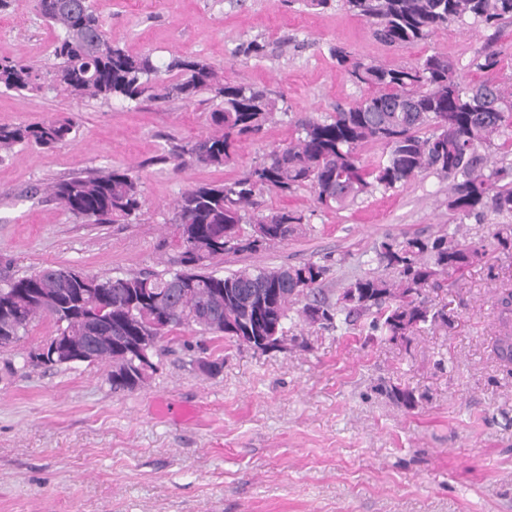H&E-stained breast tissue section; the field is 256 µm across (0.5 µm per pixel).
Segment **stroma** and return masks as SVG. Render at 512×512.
I'll return each instance as SVG.
<instances>
[{
	"label": "stroma",
	"mask_w": 512,
	"mask_h": 512,
	"mask_svg": "<svg viewBox=\"0 0 512 512\" xmlns=\"http://www.w3.org/2000/svg\"><path fill=\"white\" fill-rule=\"evenodd\" d=\"M109 40L133 55L198 57L224 80L271 90L287 117L261 139L239 143L235 163L208 167L170 150L208 135L211 105L104 102L44 85L0 89V125L69 119L71 141L52 149L17 146L0 159V281L44 265L101 277L161 272L178 253L174 202L194 185L240 178L266 153L288 144L298 120L326 116L359 100L364 88L328 53L389 65L433 53L468 80L488 32L473 20L398 49L334 0L323 12L288 0H93ZM56 32L36 0L0 11V58H20L49 75ZM264 44L263 56L239 51ZM142 183L143 207L129 221L97 224L67 212L46 188L114 167ZM448 185L423 174L399 191H375L339 210L317 207L310 188L259 197L263 212L304 217L288 241L214 259L225 273L244 266L295 265L331 257L325 281L337 297L351 280L377 271L374 246L385 236L455 231L489 246L463 274L428 285L425 296L447 322L424 325L410 344L370 340L337 320L324 329L290 316L295 341L261 354L232 344L212 375L183 349L165 353L134 392L113 391L104 365L27 366L29 351L55 332L35 322L0 349V512H512V375L494 354L497 297L512 290V250L494 249L491 221H456ZM413 389L401 408L390 386Z\"/></svg>",
	"instance_id": "1"
}]
</instances>
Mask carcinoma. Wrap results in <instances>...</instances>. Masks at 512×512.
<instances>
[{"label": "carcinoma", "instance_id": "obj_1", "mask_svg": "<svg viewBox=\"0 0 512 512\" xmlns=\"http://www.w3.org/2000/svg\"><path fill=\"white\" fill-rule=\"evenodd\" d=\"M364 18L382 42L409 48L453 22L472 19L499 31L512 22V0H345ZM49 25L59 31L53 46L58 60L52 80L75 97L106 102L138 101L143 97L192 100L203 92L221 100L211 113L215 131L189 148L170 153L176 161L190 154L201 164L223 167L238 159L243 136H255L285 113L281 97L265 88L221 80L206 63L173 56L158 65L151 54L134 56L110 43L104 25L88 4L78 0H37ZM336 64L368 89L366 96L329 116L298 124V136L271 150L241 178L222 186H198L176 200L175 224L179 252L173 268L162 273L129 274L116 280L47 265L31 274L0 284V302L12 310L0 315V329L26 335L39 318L54 322L55 331L71 336H110L112 349L87 364L110 367L114 390L139 389L154 365L140 370V357L118 344L120 336H136L154 322L163 339L182 328L255 351L268 352L249 336L287 340L289 312L310 324L331 325L344 313L367 319L369 335L389 342L409 340L428 322L446 319L422 298L437 277L458 272L482 254V248L461 243L448 232L431 238L387 237L375 248L380 275H366L343 288L336 301L322 295L329 267L318 262L295 266L240 268L224 275L206 271V263L229 253L256 252L277 245L303 223V216L281 209L268 215L254 209L264 191L288 193L312 188L314 200L326 209L345 208L376 189L405 188L413 179L432 173L448 182V211L460 219L489 214L512 219V82L493 79L472 83L441 54L415 64L391 66L364 62L338 45L329 47ZM499 52L485 47L472 66L494 72ZM40 75L27 63L0 60V88L15 92L40 88ZM497 102L485 108L486 99ZM71 121L47 120L0 125V153L17 145L52 148L71 139ZM383 146L366 164L359 149ZM54 199L77 217L95 222L116 216L136 218L143 204L140 177L129 169L112 168L51 187ZM497 359L512 366V333L496 337ZM391 394L407 409L417 398L408 388L394 386Z\"/></svg>", "mask_w": 512, "mask_h": 512}]
</instances>
